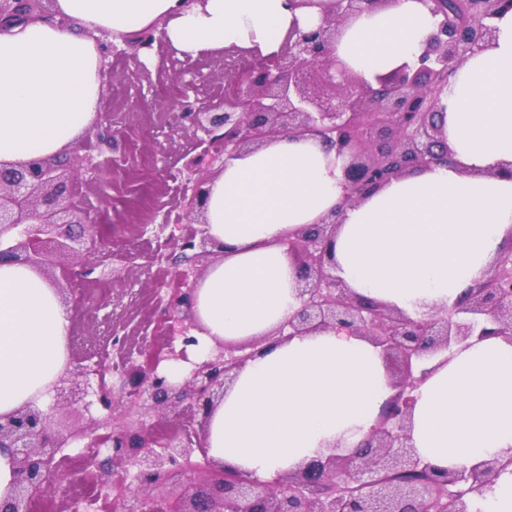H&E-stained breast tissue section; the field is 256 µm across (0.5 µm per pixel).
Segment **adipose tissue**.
I'll use <instances>...</instances> for the list:
<instances>
[{
  "mask_svg": "<svg viewBox=\"0 0 512 512\" xmlns=\"http://www.w3.org/2000/svg\"><path fill=\"white\" fill-rule=\"evenodd\" d=\"M329 0H54L55 17L0 32V164L59 156L99 109L97 36L114 43L163 26L168 51L196 60L234 44L276 53L291 26H317ZM436 24L421 0H385L346 23L336 67L372 78L416 63ZM493 43L463 61L439 95L450 159L348 199L344 160L286 135L226 160L206 218L224 257L199 281L200 329L180 377L216 343L255 341L254 356L205 426L215 462L264 479L333 451L347 453L393 395L379 351L345 330L288 340L273 332L299 306L288 238L339 211L336 274L358 294L427 319L484 280L512 235V10ZM70 318L30 268L0 262V414L45 405L69 363ZM410 443L439 469L512 457V342L455 350L415 392Z\"/></svg>",
  "mask_w": 512,
  "mask_h": 512,
  "instance_id": "obj_1",
  "label": "adipose tissue"
}]
</instances>
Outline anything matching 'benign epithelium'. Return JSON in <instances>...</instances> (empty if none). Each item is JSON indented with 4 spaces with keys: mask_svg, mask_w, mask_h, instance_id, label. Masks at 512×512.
I'll return each instance as SVG.
<instances>
[{
    "mask_svg": "<svg viewBox=\"0 0 512 512\" xmlns=\"http://www.w3.org/2000/svg\"><path fill=\"white\" fill-rule=\"evenodd\" d=\"M385 0H332L331 13L308 31L294 27L278 52L224 48L215 61L224 72L202 71L188 60L152 81L145 60L166 40L165 28L143 29L123 44L110 45L115 56L137 62L138 83L146 87L132 104L139 110L176 113L173 125L190 135L188 160L178 174V222L170 233L172 252L156 256L174 265V287L166 292L163 314L171 337L165 359L184 361L197 343L199 325L192 313L201 266L214 254L205 207L209 186L224 169V158L255 150L281 136L310 134L347 157L344 181L350 196H361L404 172L448 161L438 92L448 73L494 39L493 20L512 9V0H472L471 20L448 18L442 0H422L437 17L418 64L404 63L368 81L336 71L333 51L338 25ZM49 16L45 0H0V26ZM224 92L190 95L213 78ZM125 139L109 116L98 112L89 131L65 154L0 168V262L25 265L55 288L61 303L75 296L73 285L87 282L101 267L90 260L101 251L90 211L81 199L79 180L96 179L116 162ZM333 211L300 229L288 241L298 261L299 308L276 329L283 339L314 331L344 328L367 337L400 364L396 393L360 449L305 463L274 482L210 460L204 451V425L226 384L253 356L245 345L216 342L195 362L180 384L139 362L127 348L128 336L113 330L110 340L120 362L113 365L121 396L114 394L100 363L76 364L58 377L50 409L24 405L0 415V448L11 453L14 482L0 499V512H31L33 498L54 491L68 479L62 452L80 441L93 444L98 430L112 428L107 467L88 476L122 488L112 512H472V494L493 490L507 464L485 461L469 470L439 472L410 444L413 392L426 378V361L455 347L490 336L512 337V244L499 249L490 275L468 289L464 299L434 319H412L356 295L336 277L331 243L338 224ZM183 418L181 431L161 438L151 419L164 406ZM88 416L84 425L53 430L55 413ZM212 478L185 488L177 477L200 466Z\"/></svg>",
    "mask_w": 512,
    "mask_h": 512,
    "instance_id": "1",
    "label": "benign epithelium"
}]
</instances>
